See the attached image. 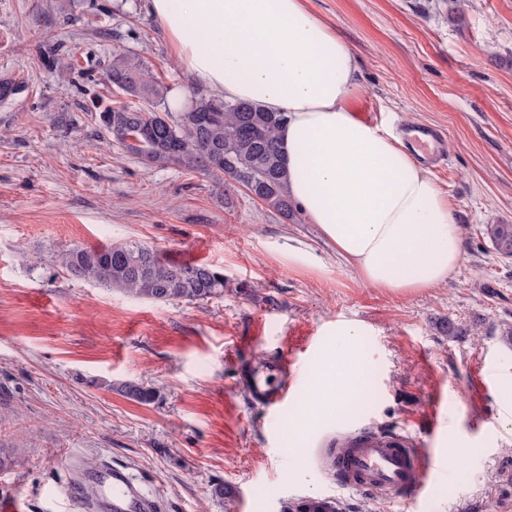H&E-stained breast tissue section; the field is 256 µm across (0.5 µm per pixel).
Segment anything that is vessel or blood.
<instances>
[{
    "label": "vessel or blood",
    "instance_id": "obj_1",
    "mask_svg": "<svg viewBox=\"0 0 512 512\" xmlns=\"http://www.w3.org/2000/svg\"><path fill=\"white\" fill-rule=\"evenodd\" d=\"M414 156L429 163L439 157L446 134L435 125L408 124L402 129ZM251 399L263 407L293 401L291 387H271L266 375L253 373L248 382ZM330 471L347 488L370 493H395L408 501L433 482L435 461L426 450L413 447L408 436L393 430L372 429L346 439L328 458ZM71 512H159V502L139 493L123 469L104 464L63 489Z\"/></svg>",
    "mask_w": 512,
    "mask_h": 512
}]
</instances>
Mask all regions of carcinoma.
I'll return each instance as SVG.
<instances>
[{
  "instance_id": "carcinoma-1",
  "label": "carcinoma",
  "mask_w": 512,
  "mask_h": 512,
  "mask_svg": "<svg viewBox=\"0 0 512 512\" xmlns=\"http://www.w3.org/2000/svg\"><path fill=\"white\" fill-rule=\"evenodd\" d=\"M108 73L112 84L150 106L148 111H99L101 128L127 153L152 164L177 163L218 172L286 218H298L276 140L285 122L283 114L254 103L203 97L174 114L165 105L166 91L153 80L145 62L130 52L113 53ZM485 234L499 254L512 256V224H488ZM52 261L73 280L153 302H203L224 294V274L206 264L165 262L146 244L68 246L56 251ZM124 388L140 403L157 397L154 389L138 384Z\"/></svg>"
}]
</instances>
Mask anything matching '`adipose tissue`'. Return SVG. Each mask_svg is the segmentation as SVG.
<instances>
[{
	"label": "adipose tissue",
	"mask_w": 512,
	"mask_h": 512,
	"mask_svg": "<svg viewBox=\"0 0 512 512\" xmlns=\"http://www.w3.org/2000/svg\"><path fill=\"white\" fill-rule=\"evenodd\" d=\"M176 59L224 99L281 112L288 192L337 256L376 288H435L462 258L455 213L402 139L358 120L357 59L304 0H150ZM331 355L307 390L305 427L325 404L347 410L365 373L361 329L337 328Z\"/></svg>",
	"instance_id": "ef3b65f1"
}]
</instances>
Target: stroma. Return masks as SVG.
Returning <instances> with one entry per match:
<instances>
[{
  "label": "stroma",
  "mask_w": 512,
  "mask_h": 512,
  "mask_svg": "<svg viewBox=\"0 0 512 512\" xmlns=\"http://www.w3.org/2000/svg\"><path fill=\"white\" fill-rule=\"evenodd\" d=\"M358 59L355 112L380 129L447 132L431 173L456 212L463 258L446 284L394 294L337 260L314 225L286 220L221 175L154 166L103 136L99 108L129 103L108 82L113 52L137 54L168 93L211 97L181 69L148 0H0V500L67 512L68 473L125 467L161 512H512V257L484 229L512 224V0H306ZM323 259L289 262L288 237ZM137 242L224 275V294L156 303L69 279L51 260L75 244ZM363 326V392L306 433L292 408L255 406L244 374L292 360L305 396L336 327ZM456 335H449L448 326ZM157 390L154 403L122 384ZM448 404H437L439 392ZM408 433L444 467L404 506L337 487L331 441L367 427ZM223 495H216V488Z\"/></svg>",
  "instance_id": "stroma-1"
}]
</instances>
